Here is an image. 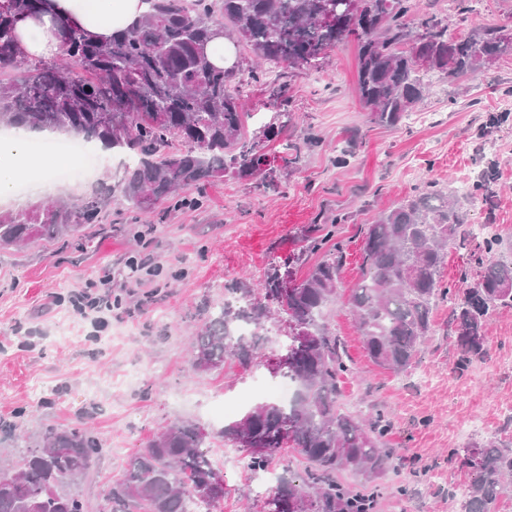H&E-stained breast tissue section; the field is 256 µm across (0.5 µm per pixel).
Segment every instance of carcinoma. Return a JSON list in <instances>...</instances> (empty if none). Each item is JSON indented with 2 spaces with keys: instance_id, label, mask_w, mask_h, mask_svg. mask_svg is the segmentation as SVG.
<instances>
[{
  "instance_id": "carcinoma-1",
  "label": "carcinoma",
  "mask_w": 512,
  "mask_h": 512,
  "mask_svg": "<svg viewBox=\"0 0 512 512\" xmlns=\"http://www.w3.org/2000/svg\"><path fill=\"white\" fill-rule=\"evenodd\" d=\"M49 2L0 0V126L65 131L106 149L128 150L133 163L116 172L104 193L0 212V247L64 240L79 226L98 223L115 192L147 212L163 203L190 205L193 200L178 191L224 176H260L263 188L276 187L260 144L282 135L289 113H272L249 136L238 89L247 75L286 100L288 85L269 79L268 63L314 67L352 39L357 96L374 122L396 127L425 96L421 73L467 80L512 56V37L501 25L456 34L433 13L411 25L416 0H374L333 23L324 19L328 0H141L147 10L111 38H93L76 26L57 58L32 59L17 43L16 25ZM217 27L226 34L224 52L233 56L229 69L198 52ZM494 171L488 166L466 194L430 184L364 226L362 279L349 304L377 365L409 371L444 299L452 303L459 364L488 356V319L512 309V238L496 232L483 238L476 276L464 288L447 287L442 270L448 249L469 235L465 206L488 196ZM347 219L338 213L302 231L300 253L287 264L321 255L302 279L286 280L291 271L273 265L255 285L232 284L225 292L249 298L250 305L203 302L200 325L190 336L194 372L220 369L226 358L247 367L257 361L256 341L231 330L242 323L264 326L269 302L288 287L284 313L312 336L292 348L293 369L285 379L296 384V395L286 404L259 402L216 432L241 449L255 472L286 448L301 456L303 473L286 472L272 492L284 512H375L382 480L398 460L396 449L386 447L390 422L383 414L366 419L339 402L340 378L353 368L323 313L338 296L345 244L336 228ZM206 438L194 421L168 423L129 456L122 476L106 489L102 512H187L192 500L208 506L224 500L226 488L212 484L216 469L203 451ZM105 453L84 422L46 428L14 461L0 463V512H87L74 489ZM455 463L472 476L461 512H500L512 495V439H475L455 452ZM341 471L360 476L359 488L338 481Z\"/></svg>"
}]
</instances>
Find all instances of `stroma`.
<instances>
[{"label":"stroma","instance_id":"1","mask_svg":"<svg viewBox=\"0 0 512 512\" xmlns=\"http://www.w3.org/2000/svg\"><path fill=\"white\" fill-rule=\"evenodd\" d=\"M423 12L447 16L452 31L472 33L512 21V0H473L463 12L458 0H421ZM355 41L334 48L314 68L291 70L288 110L294 121L266 145L271 165L289 146L301 158L275 192L255 179L226 177L205 189H185L201 205L158 206L145 214L117 200L102 212L107 235L88 226L67 242L0 248V460L18 456L17 433L39 439L45 425L64 428L84 420L109 453L81 491L97 505L118 479L128 456L176 419L196 421L213 436L206 452L219 466L227 493L211 512H260L284 470L302 472L294 451L275 460L264 474L246 465L229 467V445L214 435L254 404L273 400L276 383L265 366L249 369L233 359L223 368L197 374L191 368L187 329L197 324L201 296L224 301V288L242 279L259 281L266 268L300 246L302 229L344 212L338 237L347 244L337 301L325 310L353 372L339 384L341 402L352 411L382 412L391 428L389 447L402 461L388 474L376 512H460L471 481L451 460L467 442L501 431L512 416V310L490 317L487 360L456 369L457 350L448 326L450 308L434 313L435 333L422 346L411 374L398 376L372 362L348 301L361 277V229L376 212L391 207L432 182L457 188L469 176L494 166L489 206L468 209L474 240L481 226L512 235V117L501 116L503 92L512 89V58L460 84L428 74V91L416 121L392 128L371 121L354 93ZM317 141L304 146L306 134ZM349 152L346 165L337 154ZM90 175L77 183L32 179L17 196L0 200V212L51 200H77L111 186L117 169L109 151L90 160ZM149 250L160 265L148 287L128 278L129 262ZM108 276V294L122 305L107 328L85 337L76 331L71 303L75 292ZM48 392L34 400L32 389ZM16 435L7 438L4 424Z\"/></svg>","mask_w":512,"mask_h":512}]
</instances>
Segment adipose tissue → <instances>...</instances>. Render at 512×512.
<instances>
[{
  "label": "adipose tissue",
  "mask_w": 512,
  "mask_h": 512,
  "mask_svg": "<svg viewBox=\"0 0 512 512\" xmlns=\"http://www.w3.org/2000/svg\"><path fill=\"white\" fill-rule=\"evenodd\" d=\"M142 11L139 0H51L47 13L18 23L16 36L25 54L41 57L59 53L62 25L75 24L93 37L107 38ZM27 145L24 132L0 137V197L11 194L20 174L15 161L26 156Z\"/></svg>",
  "instance_id": "obj_1"
}]
</instances>
